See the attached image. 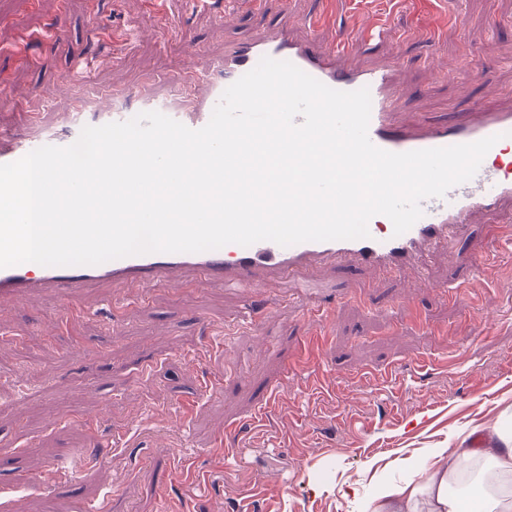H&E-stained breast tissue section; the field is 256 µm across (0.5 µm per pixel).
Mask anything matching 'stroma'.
Wrapping results in <instances>:
<instances>
[{
	"mask_svg": "<svg viewBox=\"0 0 512 512\" xmlns=\"http://www.w3.org/2000/svg\"><path fill=\"white\" fill-rule=\"evenodd\" d=\"M0 0V87L18 103L0 127L60 126L75 103L106 96L204 98L226 42L289 9L295 33L321 21L325 42L353 14L386 21L380 40L341 58L392 68L395 120L512 109V0ZM69 34L51 37L58 17ZM191 41H184L182 31ZM101 65L75 81L71 60ZM512 206L478 216L462 257L493 254L489 282L463 304L464 268L438 249L399 277L319 265L307 288L267 279L252 315L220 284L144 292L100 283L76 305L89 316L57 333L49 294L0 299V512H361L362 499L424 463H453L512 406ZM299 371L286 377L290 365ZM327 372L332 395L308 380ZM272 395L274 410L258 402ZM86 458L55 493L31 482L55 459ZM358 498L343 497L348 486Z\"/></svg>",
	"mask_w": 512,
	"mask_h": 512,
	"instance_id": "obj_1",
	"label": "stroma"
}]
</instances>
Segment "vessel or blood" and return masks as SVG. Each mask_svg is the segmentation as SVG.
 Instances as JSON below:
<instances>
[{"instance_id":"1","label":"vessel or blood","mask_w":512,"mask_h":512,"mask_svg":"<svg viewBox=\"0 0 512 512\" xmlns=\"http://www.w3.org/2000/svg\"><path fill=\"white\" fill-rule=\"evenodd\" d=\"M291 20L273 28L257 29L248 38L233 42L217 68L222 81L213 85L209 97L189 102L173 111L172 119L192 129L204 127L227 86L254 69L262 58L285 59L328 87L339 91L368 88L371 113L368 135L380 149L404 153L415 150L468 144L497 136L498 141L484 157L470 180L455 185L440 198L422 201V217L402 235H395L391 220L383 215L370 219L369 235L363 239L303 242L288 247L260 241L243 247L228 244L198 253H148L107 261L98 265L42 266L27 262L0 268V297L25 298L33 293H53L69 299L89 283L105 280L116 286L134 284L149 289L174 285L185 274L207 285L221 283L250 294L261 274L271 272L284 281H294L314 261L340 262L369 268L383 277L399 275L421 250L446 245L449 259H457V234L474 223L477 216L512 202V110L491 112L474 109L464 117L442 121L429 119L416 126L396 124L393 114L401 104L392 90L393 71L388 67L344 69L342 55L356 52L376 40L382 30L378 18L370 16L361 24L344 25L335 45L320 43L318 20L307 23V37L295 38ZM119 106L96 112L75 109L65 125L44 129L34 135L0 128V164L12 163L45 146L73 144L84 126H100L129 120ZM42 484L54 492V474L64 472L78 478L77 457L54 462Z\"/></svg>"}]
</instances>
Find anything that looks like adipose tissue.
I'll return each mask as SVG.
<instances>
[{
  "instance_id": "obj_1",
  "label": "adipose tissue",
  "mask_w": 512,
  "mask_h": 512,
  "mask_svg": "<svg viewBox=\"0 0 512 512\" xmlns=\"http://www.w3.org/2000/svg\"><path fill=\"white\" fill-rule=\"evenodd\" d=\"M458 458L483 464L470 492L480 512H512V410L502 412L488 447L462 449ZM459 475L454 467L425 464L407 480L385 485L366 501L365 512H465L462 501L448 496L449 483Z\"/></svg>"
}]
</instances>
